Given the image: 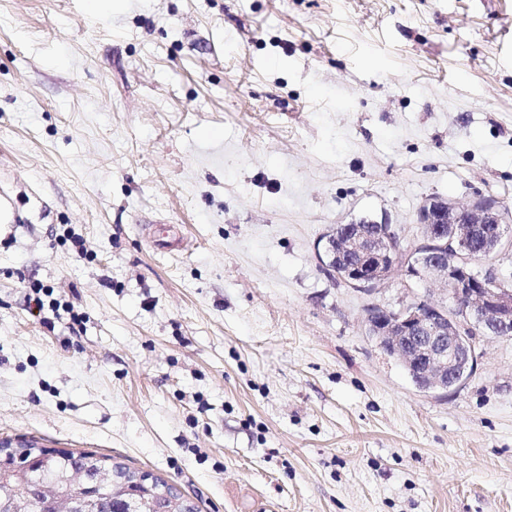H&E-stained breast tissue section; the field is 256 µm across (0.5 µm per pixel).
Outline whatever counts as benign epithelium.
Segmentation results:
<instances>
[{
  "label": "benign epithelium",
  "mask_w": 512,
  "mask_h": 512,
  "mask_svg": "<svg viewBox=\"0 0 512 512\" xmlns=\"http://www.w3.org/2000/svg\"><path fill=\"white\" fill-rule=\"evenodd\" d=\"M490 210L479 198L458 209L448 226L444 211L428 202L418 214L422 241L407 249L390 225L351 222L333 228L353 247L344 280L349 287L376 291L399 271L433 284L421 298L396 308L374 305L366 317L368 335L386 354L415 368L413 383L424 392L465 384L477 364L471 340L476 331L512 335V289L475 269L482 254L512 253V236H505L501 218H489ZM143 481L141 471L112 468L113 495L120 501L114 512H142V498L128 486ZM165 503L162 512H196L195 503L179 491L165 495Z\"/></svg>",
  "instance_id": "benign-epithelium-1"
}]
</instances>
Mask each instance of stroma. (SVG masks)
<instances>
[{
    "label": "stroma",
    "instance_id": "obj_1",
    "mask_svg": "<svg viewBox=\"0 0 512 512\" xmlns=\"http://www.w3.org/2000/svg\"><path fill=\"white\" fill-rule=\"evenodd\" d=\"M480 194L512 206V0H0V441L199 512H512V336L421 392L365 330L421 284L317 256Z\"/></svg>",
    "mask_w": 512,
    "mask_h": 512
}]
</instances>
